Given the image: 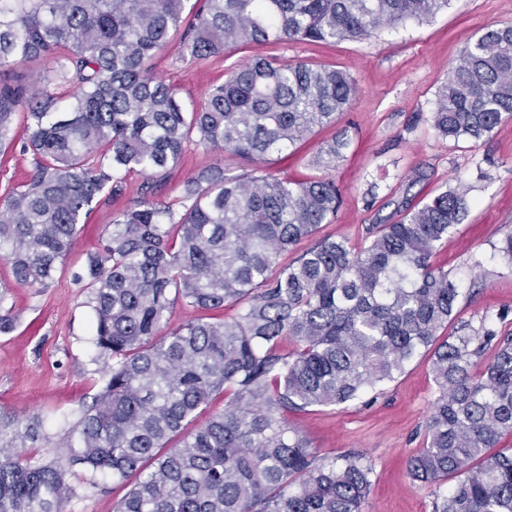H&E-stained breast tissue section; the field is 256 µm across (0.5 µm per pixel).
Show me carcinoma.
<instances>
[{
    "label": "carcinoma",
    "instance_id": "carcinoma-1",
    "mask_svg": "<svg viewBox=\"0 0 512 512\" xmlns=\"http://www.w3.org/2000/svg\"><path fill=\"white\" fill-rule=\"evenodd\" d=\"M448 0H0V68L48 57L39 88L0 82V152L31 154L28 180L0 195V261L13 285L47 288L103 195L115 212L76 277L91 308L102 384L64 460L21 449L50 443L35 416H0V512H64L82 464L131 482L114 512H364L362 455L320 458L288 414L343 405L393 381L429 351L437 397L408 476L441 484L433 512H512V336L490 324L440 339L460 296L432 263L467 211L446 189L371 224L359 247L318 236L340 192L330 173L346 147L321 148L322 173L271 179L268 157L336 121L356 87L340 69L270 56L231 68L202 102L149 76L147 60L181 33L198 63L239 43L361 39L420 20ZM23 114L25 137L14 128ZM512 121V25L460 49L431 123L479 141ZM230 151L188 178L173 203L157 184L188 147ZM314 240L293 259L281 257ZM0 290V333L19 316ZM234 317L166 329L174 304ZM491 350L484 365L476 358ZM224 410L191 422L213 395Z\"/></svg>",
    "mask_w": 512,
    "mask_h": 512
}]
</instances>
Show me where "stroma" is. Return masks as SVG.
Instances as JSON below:
<instances>
[{"instance_id":"35a3bbf8","label":"stroma","mask_w":512,"mask_h":512,"mask_svg":"<svg viewBox=\"0 0 512 512\" xmlns=\"http://www.w3.org/2000/svg\"><path fill=\"white\" fill-rule=\"evenodd\" d=\"M512 25V0H450L426 21L411 20L370 36L330 44H280L281 61L306 59L345 71L357 87L338 119L316 131L297 150L271 156L266 172L275 178L317 175L321 147L337 137L346 147L333 176L342 200L323 233L358 246L367 227L397 220L404 200L420 202L440 191L463 187L468 211L438 246L436 265L460 288L449 331L495 322L512 333V264L497 248L512 229V121L474 143L437 136L430 122L438 91L467 39L488 27ZM268 46L245 44L200 63L179 59V39L147 64L153 77L179 85L183 97L201 99L228 69L267 55ZM220 163L235 172L247 163L230 152L189 148L181 163L159 183L156 199L171 202L199 168ZM139 175H130L124 196L101 199L82 225L69 256L50 287L14 288L10 298L21 316L15 329L0 334V413L39 417L51 445L36 451L46 460L65 455L68 435L85 403L101 384L102 362L92 343V311L73 276L99 246L112 215L135 197ZM437 387L429 354L418 356L377 398L289 415L319 455L362 454L372 470L365 512H432L436 486L411 480L406 460L424 446L425 426ZM67 512H113L126 485L110 475L76 469Z\"/></svg>"}]
</instances>
